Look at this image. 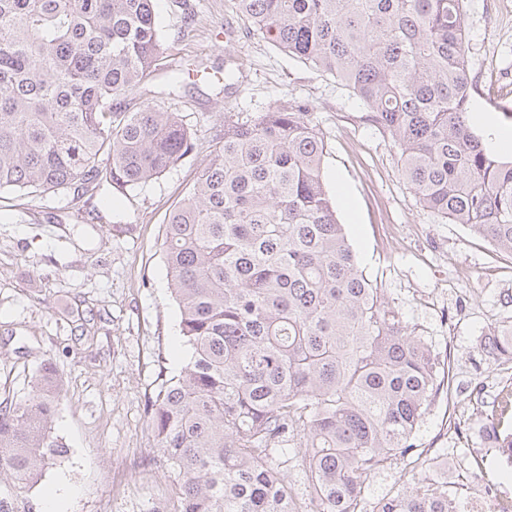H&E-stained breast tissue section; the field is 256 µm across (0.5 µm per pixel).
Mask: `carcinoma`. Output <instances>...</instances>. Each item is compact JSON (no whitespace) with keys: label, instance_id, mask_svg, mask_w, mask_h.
<instances>
[{"label":"carcinoma","instance_id":"cac0c4a2","mask_svg":"<svg viewBox=\"0 0 512 512\" xmlns=\"http://www.w3.org/2000/svg\"><path fill=\"white\" fill-rule=\"evenodd\" d=\"M276 46L335 78L397 150L419 203L512 255V161L469 120L475 83L466 0H234ZM154 0H0V195L142 187L197 149L178 112L115 100L166 64ZM303 104L224 116L198 179L164 225L162 252L191 355L147 404L178 512H448L419 478L375 499L368 475L405 458L445 367L359 270ZM512 363V322L489 337ZM63 381L0 402V512L28 498L69 448L54 434ZM489 432L512 449V389ZM307 482L300 497L284 472Z\"/></svg>","mask_w":512,"mask_h":512}]
</instances>
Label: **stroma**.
<instances>
[{
  "label": "stroma",
  "mask_w": 512,
  "mask_h": 512,
  "mask_svg": "<svg viewBox=\"0 0 512 512\" xmlns=\"http://www.w3.org/2000/svg\"><path fill=\"white\" fill-rule=\"evenodd\" d=\"M171 65L208 72L171 89L165 72L124 98L179 112L198 151L93 213L87 195L0 198V402L26 398L44 361L54 362L66 396L55 432L69 448L29 494L41 512L59 483L61 512H164L170 479L157 463L145 405L190 353L161 249L169 211L224 132V115L306 104L324 140L322 177L360 270L400 308L450 369L416 436V454L371 475L375 498L429 476L470 495L474 480L512 497V476L486 441L499 391L512 368L489 357L484 336L512 320V256L462 224L424 209L402 179L396 154L362 118L360 100L255 31L233 0H159ZM471 109L506 127L512 109V0H468ZM241 71L224 89L211 75L226 60Z\"/></svg>",
  "instance_id": "35a3bbf8"
}]
</instances>
